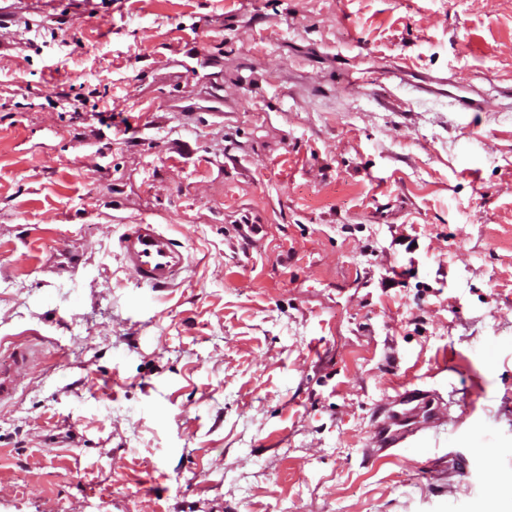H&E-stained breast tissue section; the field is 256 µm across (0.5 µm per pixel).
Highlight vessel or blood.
Listing matches in <instances>:
<instances>
[{"mask_svg":"<svg viewBox=\"0 0 512 512\" xmlns=\"http://www.w3.org/2000/svg\"><path fill=\"white\" fill-rule=\"evenodd\" d=\"M120 256L136 282L152 289L168 288L188 269V258L174 238L156 224H130L118 242ZM29 348L15 347L8 363H0V402L11 399L17 391L20 367L31 364ZM406 404L404 412H394L377 428L376 442L382 448H396L411 440L419 425H432L434 414L422 391L408 390L399 396Z\"/></svg>","mask_w":512,"mask_h":512,"instance_id":"b4317fda","label":"vessel or blood"}]
</instances>
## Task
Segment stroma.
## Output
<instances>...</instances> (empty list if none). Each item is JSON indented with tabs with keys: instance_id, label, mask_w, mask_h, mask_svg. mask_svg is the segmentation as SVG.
Listing matches in <instances>:
<instances>
[{
	"instance_id": "1",
	"label": "stroma",
	"mask_w": 512,
	"mask_h": 512,
	"mask_svg": "<svg viewBox=\"0 0 512 512\" xmlns=\"http://www.w3.org/2000/svg\"><path fill=\"white\" fill-rule=\"evenodd\" d=\"M510 89L512 0H0V512L512 508ZM159 224H128L118 242L120 256L136 282L152 289L169 288L188 269V258ZM33 356L29 348L17 346L11 352L10 361L0 363V403L11 399L17 391V373L22 366L29 365ZM398 397L402 404H411L416 401L418 403L402 413L392 412L389 415V420L377 427L375 439L379 448H403L399 445L411 440L421 429L417 426V419L421 416L424 427H430L434 423L432 404L422 391L405 390Z\"/></svg>"
}]
</instances>
